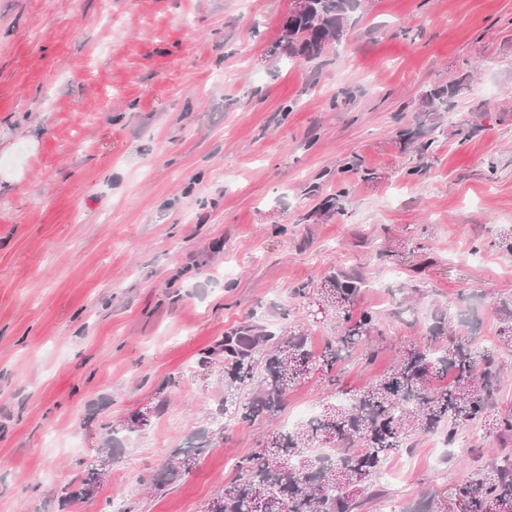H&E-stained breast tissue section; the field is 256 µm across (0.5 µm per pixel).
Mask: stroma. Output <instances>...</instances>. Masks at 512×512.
I'll use <instances>...</instances> for the list:
<instances>
[{
	"instance_id": "1",
	"label": "stroma",
	"mask_w": 512,
	"mask_h": 512,
	"mask_svg": "<svg viewBox=\"0 0 512 512\" xmlns=\"http://www.w3.org/2000/svg\"><path fill=\"white\" fill-rule=\"evenodd\" d=\"M288 0H0V512H204L238 463L299 411L356 393L448 335L493 346L512 300V0H362L317 60L274 48ZM460 84L434 122L438 84ZM233 268L225 276V268ZM363 272L353 313L378 314L373 361L313 376L273 419H228L173 485L171 449L213 430L230 328L298 326L296 288ZM120 432L97 496L57 492L105 426ZM384 463L365 512L456 491L512 440L422 434ZM459 91L457 85H440L431 88L424 95L425 109L422 111L424 122L434 120L439 107L448 105V96H453Z\"/></svg>"
}]
</instances>
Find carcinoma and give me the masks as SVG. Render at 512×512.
Returning a JSON list of instances; mask_svg holds the SVG:
<instances>
[{
  "mask_svg": "<svg viewBox=\"0 0 512 512\" xmlns=\"http://www.w3.org/2000/svg\"><path fill=\"white\" fill-rule=\"evenodd\" d=\"M360 0H310L307 16H286L279 46L289 58L312 61L324 55L328 42L336 41ZM457 85L436 86L424 95L422 117L432 121L438 108L448 105ZM366 286L359 273L333 272L316 286L318 305L335 312L337 336L316 352L305 330L289 327L277 334L265 326L246 324L224 332L206 350L203 362L222 363L224 397L215 421L224 433L221 419L240 416L277 417L288 392L319 370L336 384L333 370L345 356L362 351L370 362L378 347L373 341L384 336L377 316L350 312L352 298ZM502 322L498 343L512 350V301L499 305ZM445 336L443 317H437L430 342L405 348L393 366L371 380L347 401L327 402L307 423L294 430H277L265 437L256 452L239 462L241 477L204 512H359L369 502L385 495L376 476L391 453L406 448L415 433L442 432L454 444L458 430L480 422L502 437L512 436V410L493 412L490 400L500 383L495 351L479 348L473 340L457 336L445 350L435 347ZM449 378L446 385L436 381ZM253 387L250 401L238 405L236 392ZM320 443H337L336 462L321 465L308 454ZM210 441L202 440L175 448L155 482L154 489L176 481L187 465L208 454ZM79 488H61L65 498L89 499L102 482L88 468L77 476ZM467 512H512V451L495 457L475 473L466 490ZM404 512H448V503L436 492L423 495Z\"/></svg>",
  "mask_w": 512,
  "mask_h": 512,
  "instance_id": "obj_1",
  "label": "carcinoma"
}]
</instances>
